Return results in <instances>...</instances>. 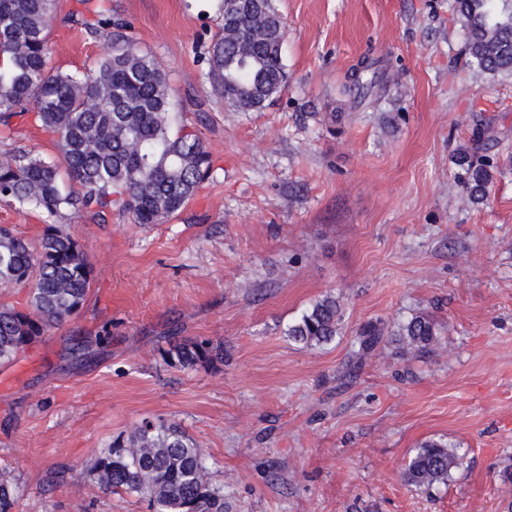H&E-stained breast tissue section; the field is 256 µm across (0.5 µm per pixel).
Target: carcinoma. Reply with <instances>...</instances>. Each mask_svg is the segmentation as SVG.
I'll return each mask as SVG.
<instances>
[{"label": "carcinoma", "instance_id": "obj_1", "mask_svg": "<svg viewBox=\"0 0 512 512\" xmlns=\"http://www.w3.org/2000/svg\"><path fill=\"white\" fill-rule=\"evenodd\" d=\"M69 20L106 40L104 53L83 71L49 67L46 20L58 0H0V137L15 133L28 114L55 139L58 159L23 147L0 157V201L38 210L51 220L33 243L0 226V283L28 288L24 304H0V365L82 310L94 269L84 245L61 220L86 213L105 221L112 206L136 224H161L194 197L210 170V154L191 131L172 133V88L166 70L112 19L107 0H80ZM236 0L222 8L221 34L208 50V78L224 103L259 112L285 87V25L273 0ZM465 33L467 63L495 77L512 74V0H449ZM487 128L472 132L473 147L456 156L471 203L485 202L499 156L484 147ZM340 298L327 293L288 326L304 348H320L341 334ZM396 341L425 350L437 341L435 325L415 315L398 325ZM384 330L364 324L357 354L377 348ZM162 360L184 369L224 361V346L176 342ZM463 458L447 444H421L403 471L415 487L446 483ZM92 473L108 495L146 496L153 512H224V489L210 478L195 440L177 422L142 420L126 438L97 451ZM20 488L0 478V512H14Z\"/></svg>", "mask_w": 512, "mask_h": 512}]
</instances>
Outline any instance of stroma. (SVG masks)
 <instances>
[{
  "label": "stroma",
  "instance_id": "35a3bbf8",
  "mask_svg": "<svg viewBox=\"0 0 512 512\" xmlns=\"http://www.w3.org/2000/svg\"><path fill=\"white\" fill-rule=\"evenodd\" d=\"M169 74L175 128L211 172L178 215L65 226L94 280L80 314L0 366V472L17 512H149L108 496L93 454L142 419L181 423L224 486L225 512H512V174L467 201L454 155L477 122L512 152V76L466 63L448 0H275L287 84L259 112L225 105L208 47L221 0H110ZM47 25L50 63L87 67L102 41ZM368 63L378 79L344 86ZM344 302L334 342L306 349L289 324L326 293ZM431 317L428 353L363 357L365 323ZM103 336L88 356L72 340ZM224 344L212 367L166 365L170 343ZM454 446L448 483L402 472L422 441Z\"/></svg>",
  "mask_w": 512,
  "mask_h": 512
}]
</instances>
